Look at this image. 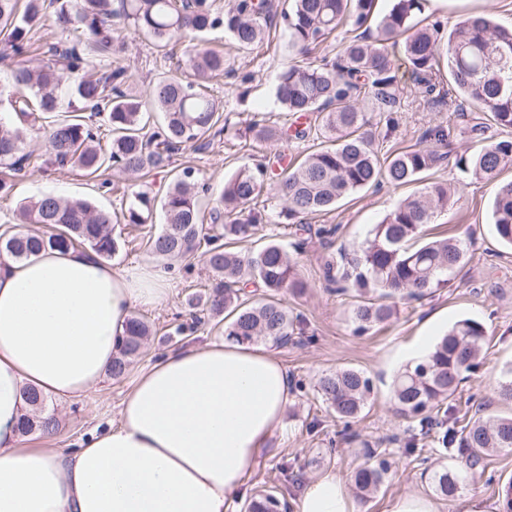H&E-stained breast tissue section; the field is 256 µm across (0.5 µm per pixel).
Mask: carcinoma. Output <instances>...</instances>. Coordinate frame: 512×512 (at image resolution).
Instances as JSON below:
<instances>
[{
	"label": "carcinoma",
	"mask_w": 512,
	"mask_h": 512,
	"mask_svg": "<svg viewBox=\"0 0 512 512\" xmlns=\"http://www.w3.org/2000/svg\"><path fill=\"white\" fill-rule=\"evenodd\" d=\"M57 4L52 15L48 5ZM0 0V28L6 31L13 53L10 83L0 84V104H8L17 124L0 121V191L8 181L31 165L34 152L25 150L26 122L37 114L57 109V91L66 75L77 76L74 94L80 112L57 119L46 130V153L61 166H70L90 177L101 169L115 168L138 174L165 170L172 154L188 144L202 145L224 128L219 122V103L204 92L206 80L224 73V54L207 46L206 35L224 30L238 50H249L265 39L273 18L280 17L294 54L279 73L277 101L294 118L287 129L255 122L245 134L273 147L285 140L313 137L309 116L316 115L317 130L327 144L299 163H279L276 173L278 216L302 220L330 212L347 197L384 181L398 189L450 158L453 134L440 123L428 127L421 144L383 160L374 148L375 136L359 103L371 101L374 111L391 114L400 106L397 72L404 64L414 77L419 93L429 104H439L456 93L477 104L495 124L512 128V29L496 25L488 16L471 15L443 25L418 19L424 0H392L391 7L376 17V0H287L281 12L272 0H232L229 7L216 0ZM51 17L61 39L38 63L29 58L30 33ZM127 23L165 48L172 41L187 43V79L164 76L152 83L145 95L133 92V74L113 57L122 47L112 40V28ZM349 37L333 55L317 54L327 38L340 28ZM161 116L150 133L145 127L149 112ZM105 120L112 138L104 149L96 142L90 122ZM455 165L463 172L493 186L492 217L499 241L512 247V180L499 175L512 167V140L492 141L470 156H459ZM267 165L245 163L224 181L210 214L224 233L201 238L203 219L197 206L198 186L189 168L177 174L160 200L165 218L161 231L146 240L149 253L161 259L182 258L206 245L201 257L214 273L211 288L190 304L191 322L176 332L194 331L201 323L197 309L224 320V335L241 343L261 339L283 346L295 335H304V321L293 315L280 295L299 292L304 282L283 246L270 240L257 249L243 250L260 226L273 214L250 206L261 194ZM456 190L432 182L423 191L401 199L372 226L353 252L348 266L333 256L324 264V277L338 293L356 298L355 331L389 322L395 303L421 300L432 289L447 284L448 275L463 265L466 244L460 239L421 240L422 228L434 215L455 202ZM155 199L137 192L117 216L96 208L87 200H69L45 193L19 205L22 224L57 228L50 236L16 232L0 242V251L14 259H28L43 248H87L109 259L118 251L112 224H147ZM263 288L265 297L252 302L245 288ZM148 325L132 317L112 358L109 374L118 379L149 336ZM486 336L484 326L471 319L459 320L441 337L430 355L400 370L392 382L397 410L417 423L424 436L433 437L445 453L465 458L461 467L445 466L431 476V487L440 496L454 499L466 474L483 475L482 455L512 451V416L477 418L456 427L458 419L449 401L478 364ZM317 392L344 420L359 417L373 392V383L354 368L338 369L321 376ZM45 398L40 391H23L18 423L21 435L53 432L56 419L42 413ZM371 463L352 475L355 488L368 495L389 479L390 462L382 452L364 445ZM244 512H288V502L275 486L251 494Z\"/></svg>",
	"instance_id": "1"
}]
</instances>
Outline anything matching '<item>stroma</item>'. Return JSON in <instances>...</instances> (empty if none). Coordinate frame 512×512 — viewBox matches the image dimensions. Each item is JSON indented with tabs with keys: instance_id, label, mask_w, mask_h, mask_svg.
I'll list each match as a JSON object with an SVG mask.
<instances>
[{
	"instance_id": "1",
	"label": "stroma",
	"mask_w": 512,
	"mask_h": 512,
	"mask_svg": "<svg viewBox=\"0 0 512 512\" xmlns=\"http://www.w3.org/2000/svg\"><path fill=\"white\" fill-rule=\"evenodd\" d=\"M472 12L490 14L496 23L512 26V0H448L447 5L425 9L426 16L442 21ZM113 36L124 46L120 61L133 73L139 90H146L158 77L180 75L186 70L184 44L173 43L165 52H158L150 40L129 25L114 30ZM208 39L213 48L224 53V73L210 79L208 85L211 95L224 107L227 129L211 143L186 146L173 157L174 168H193L209 184V192L199 196L206 212L213 207L215 194L226 177L242 164L259 161L267 152L265 146L245 138L246 127L256 121L285 126L291 122L275 99L277 77L289 58L288 37L283 30L271 31L263 43L245 52L231 48L223 31L209 33ZM367 118L384 156L415 144L429 125L442 122L455 126L460 122L457 113L434 111L425 102L406 95L398 112H371ZM172 179L171 171L165 170L136 177L109 170L99 180L75 169L31 167L25 176L14 179L8 194H0V235L17 231L15 212L20 201L45 192L86 199L117 214L134 192L162 197ZM427 179L458 186L460 198L425 226V234L465 240L468 260L450 276L447 286L420 301L398 302L395 319L361 335L355 334L352 323L354 298L327 290L323 263L327 256L352 250L362 242L368 230L380 223L399 199L421 191V184L395 189L383 183L357 192L329 213L308 218L304 227L277 218L259 231L261 240L274 239L288 249L307 288L302 295L284 297L289 310L303 317L305 333L274 349L291 378V399L281 425L260 452L248 489L275 485L288 501H295L304 487L324 471L333 470L342 478H350L364 463L363 448L368 445L385 449L397 476L375 494L354 496L356 512H388L391 502L405 495L435 498L440 512H465L466 501L473 495L481 498L487 512L498 507L499 488L512 481V451L489 456L485 477L466 481L454 499L435 497L430 476L441 465L453 463L454 458L438 452L428 438L423 440L421 451L407 454L408 423L393 407V375L414 361L425 344L436 343L455 321L471 318L486 329L484 359L453 398L456 414L463 423L478 413L512 415V401L499 395L505 381L502 369L512 363V249L501 245L492 230L493 188L462 174L451 161L429 172ZM158 229L155 223L113 225L112 234L120 242L118 254L111 259L113 269L153 262L145 242ZM158 264L167 275L169 297L152 309L135 308V316L150 326L151 336L126 374L117 380L105 377L94 390L73 401L48 398L47 411L60 421L55 437L58 445L79 447L93 430L117 423L121 402L137 373L167 351L223 340V325L209 319L194 333L175 332L189 311L188 298L204 294L212 283V274L200 255ZM339 368L362 370L374 384L361 417L348 424L337 418L315 390L319 377ZM344 430L351 433V440L341 439ZM284 462L292 469V478L286 482L279 481L277 472Z\"/></svg>"
}]
</instances>
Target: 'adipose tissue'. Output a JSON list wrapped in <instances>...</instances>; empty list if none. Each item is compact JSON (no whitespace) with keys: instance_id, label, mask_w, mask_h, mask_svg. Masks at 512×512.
Returning <instances> with one entry per match:
<instances>
[{"instance_id":"ef3b65f1","label":"adipose tissue","mask_w":512,"mask_h":512,"mask_svg":"<svg viewBox=\"0 0 512 512\" xmlns=\"http://www.w3.org/2000/svg\"><path fill=\"white\" fill-rule=\"evenodd\" d=\"M169 288L155 266L115 271L80 250L0 260V512H230L288 407L287 369L231 339L173 350L142 369L119 423L78 448L25 444L23 389L64 400L94 389L134 307ZM296 512H355L328 470Z\"/></svg>"}]
</instances>
